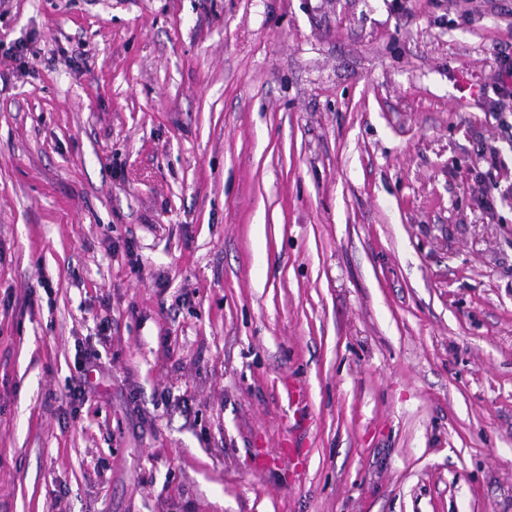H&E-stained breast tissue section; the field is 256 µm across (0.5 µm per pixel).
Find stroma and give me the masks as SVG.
<instances>
[{"label":"stroma","mask_w":512,"mask_h":512,"mask_svg":"<svg viewBox=\"0 0 512 512\" xmlns=\"http://www.w3.org/2000/svg\"><path fill=\"white\" fill-rule=\"evenodd\" d=\"M510 43L512 0H0V512H512ZM492 72L493 97L487 95L484 108L501 126H508L512 118V46H501L495 56ZM480 163L486 166L485 171L480 172L484 186L482 190L481 206L487 213L493 214L497 202L495 191L498 192L499 189L497 176L499 170L504 166L498 147L493 144L488 145L479 155V164Z\"/></svg>","instance_id":"35a3bbf8"}]
</instances>
